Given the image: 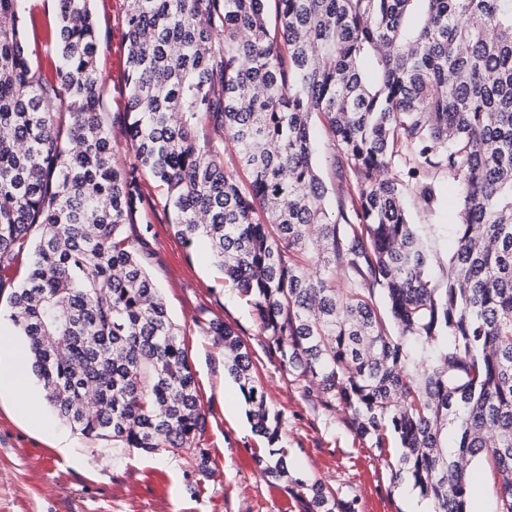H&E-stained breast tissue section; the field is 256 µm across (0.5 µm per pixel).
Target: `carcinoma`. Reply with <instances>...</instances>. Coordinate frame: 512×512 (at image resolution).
<instances>
[{
	"mask_svg": "<svg viewBox=\"0 0 512 512\" xmlns=\"http://www.w3.org/2000/svg\"><path fill=\"white\" fill-rule=\"evenodd\" d=\"M128 0L133 162L112 155L91 0H57L33 68L26 0H0V272L32 263L8 298L56 418L85 438L183 452L202 427L194 373L125 226L165 190L175 236L204 239L291 382L349 412L433 512H470L471 464L500 475L512 512V0ZM351 171L334 218L316 123ZM237 148L224 162V137ZM246 173L243 182L240 173ZM460 185L442 277L405 198ZM256 459L306 512H355L291 478L280 414L240 336L218 319ZM455 427L448 444V425ZM27 45L34 67L45 63L47 57H50L52 54V49L50 45L45 44L40 29L37 32L28 31Z\"/></svg>",
	"mask_w": 512,
	"mask_h": 512,
	"instance_id": "1",
	"label": "carcinoma"
}]
</instances>
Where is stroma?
I'll use <instances>...</instances> for the list:
<instances>
[{"mask_svg": "<svg viewBox=\"0 0 512 512\" xmlns=\"http://www.w3.org/2000/svg\"><path fill=\"white\" fill-rule=\"evenodd\" d=\"M127 0H92L99 37L98 65L104 79L102 110L118 161L132 160L124 134L127 97L122 18ZM155 208L138 212L130 237L144 236L146 266L160 290L192 366L204 424L197 436L206 465L164 450L146 453L105 440L85 439L38 401L36 431L0 404V512H305L287 483L274 482L256 464V433L245 415L237 384L224 368V347L204 324L220 319L252 351L255 373L268 405L282 413L283 444L299 472L322 480L342 499H356L358 512H405L420 500L412 483L397 480L375 449L346 425V412H325L292 384L271 352L249 308L233 290L220 288L219 270L205 242L185 247L174 236L171 216L160 206L161 190L146 181ZM437 200L407 199L415 223L426 225L424 243L435 268L453 247L449 216L457 188L439 177ZM72 447L62 454L51 437Z\"/></svg>", "mask_w": 512, "mask_h": 512, "instance_id": "obj_1", "label": "stroma"}]
</instances>
